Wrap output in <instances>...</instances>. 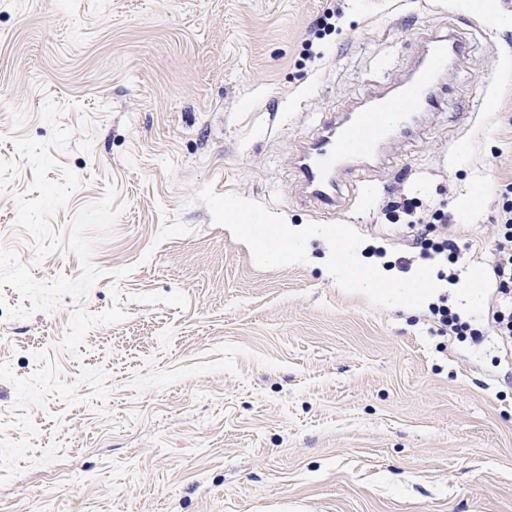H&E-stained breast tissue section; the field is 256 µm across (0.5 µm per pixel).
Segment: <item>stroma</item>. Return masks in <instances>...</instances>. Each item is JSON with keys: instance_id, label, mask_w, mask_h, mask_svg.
<instances>
[{"instance_id": "stroma-1", "label": "stroma", "mask_w": 512, "mask_h": 512, "mask_svg": "<svg viewBox=\"0 0 512 512\" xmlns=\"http://www.w3.org/2000/svg\"><path fill=\"white\" fill-rule=\"evenodd\" d=\"M471 2L344 0L314 41L333 0H0V158L10 109L45 140L40 110L65 105L75 135L58 159L83 184L51 224L68 236L115 184L123 211L91 235L103 276L81 306L104 310L116 287L126 313L74 355L57 346L71 296L26 319L0 308V512H512V358L486 278L512 184V0L490 17ZM452 30L466 51L445 76L451 109L420 114L364 174L381 202L451 214L458 282L416 302L342 287L326 268L352 242L404 285L446 262L380 206L344 224L352 179L334 213L316 210L293 158L364 91L406 80L425 34ZM166 219L190 234L158 240ZM294 229L300 259L259 258ZM440 302L478 336H442ZM342 0H336V8H327L323 15H321L315 22L311 29V35L314 39H322L326 34H330L335 29V23L332 20L338 21L343 14Z\"/></svg>"}]
</instances>
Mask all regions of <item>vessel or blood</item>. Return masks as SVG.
Segmentation results:
<instances>
[{
	"label": "vessel or blood",
	"instance_id": "b4317fda",
	"mask_svg": "<svg viewBox=\"0 0 512 512\" xmlns=\"http://www.w3.org/2000/svg\"><path fill=\"white\" fill-rule=\"evenodd\" d=\"M465 44L456 34L431 35L410 77L391 90L363 97L341 121H330L294 158L303 193L310 202L332 209L350 158L378 157L386 143L411 131L412 113L432 112L446 101L442 79L448 62L461 58Z\"/></svg>",
	"mask_w": 512,
	"mask_h": 512
}]
</instances>
